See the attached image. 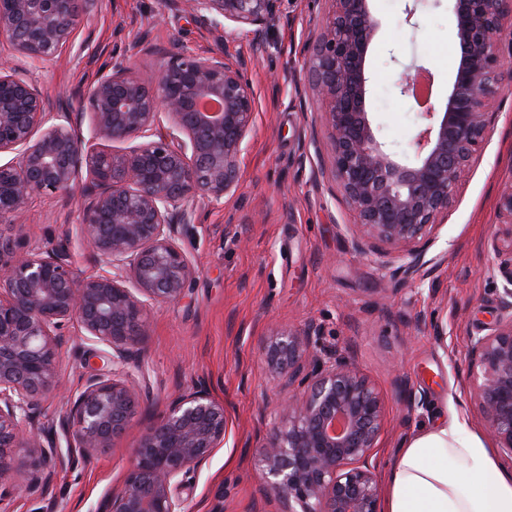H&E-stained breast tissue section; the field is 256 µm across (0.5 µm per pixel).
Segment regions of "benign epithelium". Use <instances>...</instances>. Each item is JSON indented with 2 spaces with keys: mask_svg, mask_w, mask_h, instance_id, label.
<instances>
[{
  "mask_svg": "<svg viewBox=\"0 0 512 512\" xmlns=\"http://www.w3.org/2000/svg\"><path fill=\"white\" fill-rule=\"evenodd\" d=\"M283 0H170L217 29L231 23L261 31ZM306 65L324 107L333 168L358 218L357 246L394 250L398 269L415 276L438 217L489 132L488 107L501 78L494 44L512 0H449L459 58L446 103L419 113L413 161L381 142L367 112L366 61L379 21L370 0H331ZM77 0H0V34L31 59H51L72 43ZM222 102L201 112L198 100ZM88 113L53 112L31 81L0 67V222L37 196L65 195L87 173L80 233L102 263L75 271L69 248L39 241L0 245V512L6 486L31 475L48 494L61 455L54 434L31 428L58 377L65 329L77 325L90 370L56 420L73 461L93 462L129 426L141 403L136 362L149 333L148 309L183 299L198 270L180 243L191 222L188 201L219 202L239 181L256 102L246 63L229 56L168 52L154 78L133 77L122 61L102 66ZM121 150L86 149L78 125ZM491 243L512 255V189L498 200ZM502 308L484 334L470 337L474 399L496 446L512 454V266L502 271ZM282 396L261 449L267 492L298 506L288 512H381L376 477L385 401L349 357L323 351L308 327L279 326L265 350ZM224 405L206 388L181 395L145 428L120 489L99 512H184L176 489L224 444Z\"/></svg>",
  "mask_w": 512,
  "mask_h": 512,
  "instance_id": "obj_1",
  "label": "benign epithelium"
}]
</instances>
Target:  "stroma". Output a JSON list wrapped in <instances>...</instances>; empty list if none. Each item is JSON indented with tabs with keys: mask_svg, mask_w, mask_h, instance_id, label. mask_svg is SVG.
I'll return each instance as SVG.
<instances>
[{
	"mask_svg": "<svg viewBox=\"0 0 512 512\" xmlns=\"http://www.w3.org/2000/svg\"><path fill=\"white\" fill-rule=\"evenodd\" d=\"M448 0H420L417 27L404 21V0H371L379 29L368 54L367 109L380 137L411 154L421 123L412 98L396 86L406 66L434 75L433 99L444 104L459 49ZM331 0H283L280 17L261 33L213 29L186 6L166 0H93L81 12L72 46L47 60L22 58L0 37V65L18 68L52 103L80 111L100 66L124 57L132 75L157 74L169 51L227 54L245 60L256 99L254 125L240 161L233 196L196 197L181 245L199 275L187 297L153 307L150 337L138 376L142 406L112 447L89 466L56 465L52 492L42 498L18 476L11 512H98L120 486L142 431L178 394L207 384L223 402V447L181 488L186 512H208L216 494L224 512H288V502L261 489V446L275 392L264 352L275 324L313 326L318 343L350 356L375 383L386 404L378 472L386 474L404 438L452 408L481 426L470 399L466 351L500 307L507 263L491 241L500 222L497 202L512 187V27L497 48L504 78L492 108L489 135L458 186L412 279L384 267L385 245L361 251L357 219L333 173L328 133L304 64ZM81 188L35 199L6 224L0 240L29 235L52 245L69 238L80 276L100 265L77 232ZM61 351L59 387L48 396L39 426H50L77 392L86 369L75 350L84 341L71 326ZM422 400V407L409 403Z\"/></svg>",
	"mask_w": 512,
	"mask_h": 512,
	"instance_id": "35a3bbf8",
	"label": "stroma"
}]
</instances>
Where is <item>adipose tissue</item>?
<instances>
[{
	"mask_svg": "<svg viewBox=\"0 0 512 512\" xmlns=\"http://www.w3.org/2000/svg\"><path fill=\"white\" fill-rule=\"evenodd\" d=\"M382 509L512 512V470L455 411L404 441L386 474Z\"/></svg>",
	"mask_w": 512,
	"mask_h": 512,
	"instance_id": "adipose-tissue-1",
	"label": "adipose tissue"
}]
</instances>
